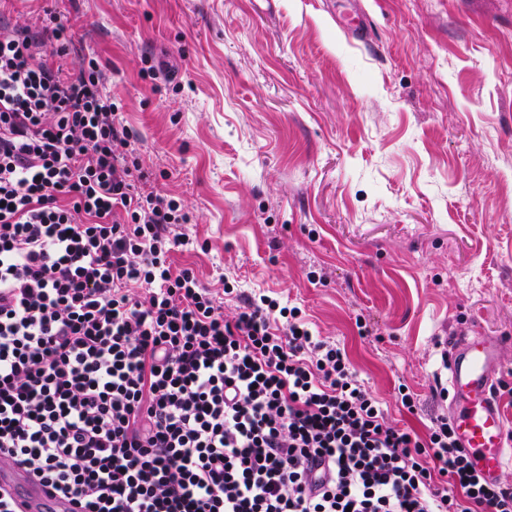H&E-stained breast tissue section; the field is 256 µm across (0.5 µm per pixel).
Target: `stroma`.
<instances>
[{"instance_id": "35a3bbf8", "label": "stroma", "mask_w": 512, "mask_h": 512, "mask_svg": "<svg viewBox=\"0 0 512 512\" xmlns=\"http://www.w3.org/2000/svg\"><path fill=\"white\" fill-rule=\"evenodd\" d=\"M47 11L188 213L175 265L300 307L421 436L448 411L445 341L498 337L512 417V0H0Z\"/></svg>"}]
</instances>
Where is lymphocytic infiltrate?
<instances>
[{
  "label": "lymphocytic infiltrate",
  "mask_w": 512,
  "mask_h": 512,
  "mask_svg": "<svg viewBox=\"0 0 512 512\" xmlns=\"http://www.w3.org/2000/svg\"><path fill=\"white\" fill-rule=\"evenodd\" d=\"M71 42L0 19V466L82 512H512L447 417L390 424L300 308L228 283V315L174 267L189 217Z\"/></svg>",
  "instance_id": "f902f5d3"
}]
</instances>
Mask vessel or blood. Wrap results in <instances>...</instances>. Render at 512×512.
Wrapping results in <instances>:
<instances>
[{"label": "vessel or blood", "instance_id": "obj_1", "mask_svg": "<svg viewBox=\"0 0 512 512\" xmlns=\"http://www.w3.org/2000/svg\"><path fill=\"white\" fill-rule=\"evenodd\" d=\"M500 341L480 332L454 339L445 363L452 393L449 419L476 471L497 482L512 463V422L495 400ZM0 487L10 490L21 512H74L75 505L19 468H0Z\"/></svg>", "mask_w": 512, "mask_h": 512}]
</instances>
